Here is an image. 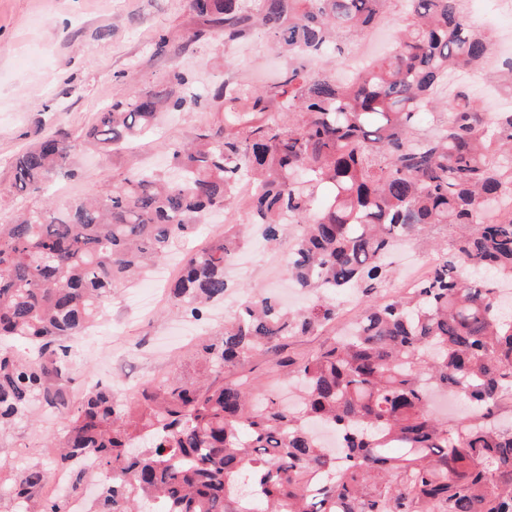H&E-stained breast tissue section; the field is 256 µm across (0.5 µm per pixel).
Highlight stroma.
Here are the masks:
<instances>
[{"mask_svg":"<svg viewBox=\"0 0 512 512\" xmlns=\"http://www.w3.org/2000/svg\"><path fill=\"white\" fill-rule=\"evenodd\" d=\"M203 22L188 0H0V224L45 200L65 203L91 186H105L134 167L169 170L171 148L192 141L214 125L219 106L208 92L233 77L261 89L275 83L286 64L262 35L233 45L211 36L195 39ZM165 49H158L159 38ZM192 79L201 99L164 115L149 134L115 151L90 147L74 154L71 178L50 180L37 194L14 191L12 164L45 135L62 128L83 136L97 112L130 89L168 83L172 70ZM223 215H213L196 234L176 243L168 259L117 291L105 305L94 335L75 342L68 375L72 385L119 384L135 395L138 379L154 371L197 376L202 366L192 344L224 326L223 304L191 323L173 305L168 285L184 257L221 236ZM294 229L272 244L252 233L244 250L247 275L227 270L232 293L271 290L287 284L283 253ZM63 415L37 408L0 437V512H5L12 476L36 464L33 450L63 433Z\"/></svg>","mask_w":512,"mask_h":512,"instance_id":"35a3bbf8","label":"stroma"}]
</instances>
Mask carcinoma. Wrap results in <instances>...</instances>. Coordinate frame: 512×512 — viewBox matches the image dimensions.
Wrapping results in <instances>:
<instances>
[{
    "label": "carcinoma",
    "mask_w": 512,
    "mask_h": 512,
    "mask_svg": "<svg viewBox=\"0 0 512 512\" xmlns=\"http://www.w3.org/2000/svg\"><path fill=\"white\" fill-rule=\"evenodd\" d=\"M390 0H189L206 34L224 43L256 31L304 61L259 93L226 83L224 125L172 151L182 178L142 167L61 208L0 224V434L33 405L67 407L60 383L65 340L95 324L118 288L162 263L212 211H230L241 183L251 218L275 242L283 217L301 226L288 250L296 287L315 294L288 312L263 293L246 301L195 353L211 382L169 375L134 402L90 390L65 417L55 468L80 492L93 456L110 476L91 512H512V426L498 415L512 398V112H488L446 78L475 67L492 37L468 23L457 0H407L393 52L351 81L309 68L374 26ZM176 69L169 85L135 89L97 114L81 138L57 130L19 154L12 187L38 193L73 176L71 155L93 143L114 150L149 132L164 112L195 97ZM288 115L283 122L280 115ZM423 114L431 130L417 128ZM329 197L317 206V190ZM452 229L417 293L385 296L388 255L435 226ZM240 247L235 227L191 254L170 290L174 307L201 320L229 288L224 268ZM354 289L362 308L334 345L286 364L301 392L292 409L265 387L224 380L257 350H275L336 322L337 298ZM454 391L475 414H434L432 389ZM336 431L345 462L335 477L309 429ZM48 469L16 474L13 512H67L38 499Z\"/></svg>",
    "instance_id": "carcinoma-1"
}]
</instances>
